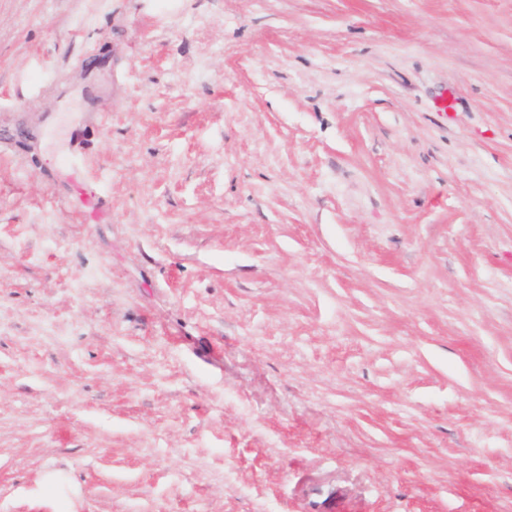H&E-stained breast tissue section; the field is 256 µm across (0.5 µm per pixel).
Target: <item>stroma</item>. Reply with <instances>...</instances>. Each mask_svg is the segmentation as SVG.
Instances as JSON below:
<instances>
[{
  "label": "stroma",
  "mask_w": 512,
  "mask_h": 512,
  "mask_svg": "<svg viewBox=\"0 0 512 512\" xmlns=\"http://www.w3.org/2000/svg\"><path fill=\"white\" fill-rule=\"evenodd\" d=\"M0 512H512V0H0ZM69 207L73 214L84 218H90L94 221H100L103 217L98 202L95 201L93 194H87L83 190H80L77 203H70Z\"/></svg>",
  "instance_id": "stroma-1"
}]
</instances>
